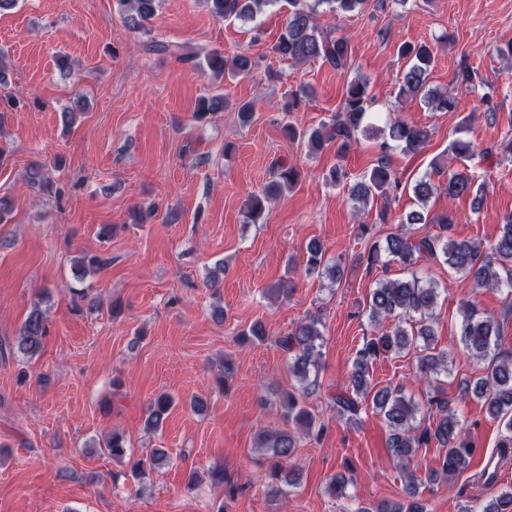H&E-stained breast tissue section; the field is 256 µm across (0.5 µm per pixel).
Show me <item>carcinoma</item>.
Masks as SVG:
<instances>
[{"instance_id":"1","label":"carcinoma","mask_w":512,"mask_h":512,"mask_svg":"<svg viewBox=\"0 0 512 512\" xmlns=\"http://www.w3.org/2000/svg\"><path fill=\"white\" fill-rule=\"evenodd\" d=\"M120 4L132 11L127 16L131 29L147 37L143 42L149 52L166 53L178 62H196L199 67H207L215 74H229L233 77L246 76L253 69L249 55L239 53L231 59L224 58L218 52L207 54L198 59L196 53H186L174 44L159 43L150 37L148 26L156 16L160 0H119ZM276 0H206L209 10L215 18L227 20L232 18L254 17L263 6L272 5ZM292 10L288 13L283 32L274 45V52L282 59L296 62L320 60L336 70L346 67L350 57L348 40L344 37L324 35L318 31L315 23L316 8L327 5L333 13H353L361 9L365 0H288ZM400 55L410 60L398 94L418 97L425 104L445 112H456L460 99L455 94H437L427 90V79L435 54L434 49L426 44H404ZM459 88L470 90L481 82L477 71L463 64L457 72ZM367 81L358 78L346 87L344 103L331 123H323L310 132L299 133L292 125L282 126L284 135L290 140L307 139L312 149H320L325 144L334 142L339 150L349 147L360 136L371 137L376 129L365 123V115L371 102ZM224 106V96L214 95L200 103L193 118L203 119L207 113L215 112ZM429 138L427 128L415 123L397 119L388 126V139L379 144L380 150L389 148L393 142L408 153L419 151ZM449 150L457 159H468L474 155L471 142L455 139ZM301 177L300 170L294 165L278 164L273 168L272 180L258 194L249 198L246 219L249 224L264 223L266 203L276 195L294 187ZM443 193L448 199L456 200L463 196L472 197V208L480 206L483 186L475 184L474 177L465 170L448 173L442 185ZM401 184L385 158H379L377 165L364 175L351 189L352 199L366 202L376 197L395 196ZM436 187L423 178L412 186L413 196L421 206H426ZM432 222L439 226L440 232L414 238L409 234V226ZM402 227L389 234L385 243L370 245L367 255L358 256L366 261V270L371 272L378 266L384 270L392 263H397L408 270L406 278H381L376 281L368 301V318L377 331V335L364 341L355 352L353 372L350 385L331 397V408L336 419L354 422L358 420L366 404L385 422L389 435L387 448L390 455L405 464L415 457L417 450L427 447L431 442L444 449L439 455V468L430 471L426 480H436L450 473L464 469L473 453V446L462 437L463 425L452 401L448 399V390L439 383H432L441 371L447 369V354L436 351L433 343L435 314L440 288L434 281L425 282L416 274L415 267L419 261H428L448 266V270L468 278L477 288L498 290L512 288V214L500 225L499 234L489 247L473 240H457L451 235L452 215L444 214L428 219L424 210H412L401 216ZM306 272L320 270L328 273L330 279L339 283L348 268L338 259L329 265L324 262L322 245L312 240L306 248ZM394 321L391 327H383V320ZM320 319L310 316L297 323L294 329L279 340V344L288 355V371L303 384V391H288L281 395V414L285 423H294L303 427L307 435L320 438L328 425L320 422L306 407V399L315 390L320 357V340L322 332ZM48 334L46 322L39 307L29 312L16 338L17 351L32 357L41 352ZM460 342L469 355L479 361L487 362L484 373L475 381L464 384L462 396L475 398L483 402L489 416L498 421L505 431L499 442L502 452L512 448V358H503L497 352L499 323L473 303H467L461 311L459 325ZM412 355L415 362V377L425 382L423 402L405 393L403 387L385 386L373 390L368 379L369 364L380 357H405ZM172 406L167 395L158 397L150 403L146 424L157 428L164 420ZM426 409L432 423L425 426L417 421L421 409ZM260 447L266 449L275 459L270 477L275 483L268 485V493L276 497L282 494L281 486L296 484L295 470L288 466L296 448L295 436L286 429H266L260 436ZM105 447L113 459L121 461L127 457V446L122 434L112 433L106 440ZM168 455L162 449L137 460H129L130 476L138 478L146 470L167 460ZM404 498L400 501L383 502L374 509L362 512H425L420 499L419 487L423 480L415 473L406 472ZM481 512H512V489L492 496L482 507Z\"/></svg>"}]
</instances>
